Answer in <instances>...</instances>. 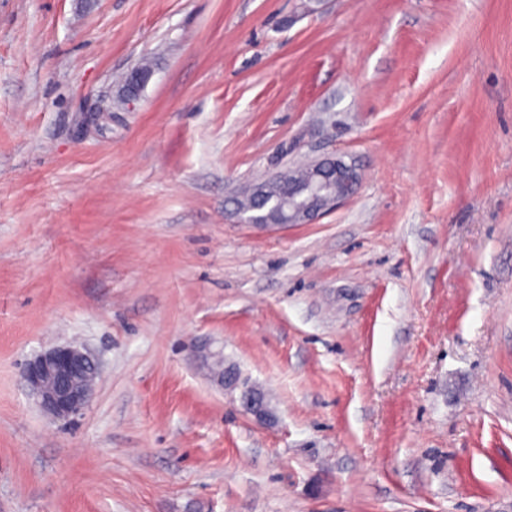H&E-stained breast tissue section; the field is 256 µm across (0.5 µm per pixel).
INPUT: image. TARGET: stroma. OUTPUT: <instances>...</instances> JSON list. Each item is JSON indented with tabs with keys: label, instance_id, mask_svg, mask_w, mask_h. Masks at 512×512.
<instances>
[{
	"label": "stroma",
	"instance_id": "stroma-1",
	"mask_svg": "<svg viewBox=\"0 0 512 512\" xmlns=\"http://www.w3.org/2000/svg\"><path fill=\"white\" fill-rule=\"evenodd\" d=\"M0 512H512V0H0ZM277 187L268 181L255 185L252 195L263 201L260 207L248 208L252 196L239 200L236 213L250 224H304L333 209L350 197L359 182L354 165L341 158L324 159L311 164L305 176L297 179L292 172L277 175ZM23 373L42 409L56 419H69L91 399L99 364L79 347L60 345L30 360ZM241 403L243 408L259 419H266L270 416L266 396L258 389L251 388L242 383Z\"/></svg>",
	"mask_w": 512,
	"mask_h": 512
}]
</instances>
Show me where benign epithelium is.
I'll use <instances>...</instances> for the list:
<instances>
[{
  "label": "benign epithelium",
  "instance_id": "obj_1",
  "mask_svg": "<svg viewBox=\"0 0 512 512\" xmlns=\"http://www.w3.org/2000/svg\"><path fill=\"white\" fill-rule=\"evenodd\" d=\"M276 179L279 185L264 181L255 185L252 195L263 201L256 208L236 207L237 215L250 224H304L333 209L350 197L359 182L354 165L341 158L311 164L301 179L285 172ZM24 377L42 409L56 419L78 415L88 404L99 375V364L83 349L60 345L30 360ZM224 385L242 386L243 408L259 419L270 416L266 396L258 389L240 384L236 372L224 370Z\"/></svg>",
  "mask_w": 512,
  "mask_h": 512
}]
</instances>
